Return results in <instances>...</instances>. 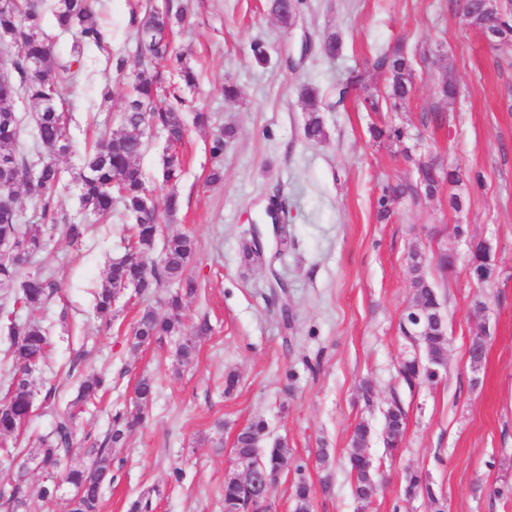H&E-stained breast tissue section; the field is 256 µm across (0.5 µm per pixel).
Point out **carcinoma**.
<instances>
[{
	"label": "carcinoma",
	"mask_w": 512,
	"mask_h": 512,
	"mask_svg": "<svg viewBox=\"0 0 512 512\" xmlns=\"http://www.w3.org/2000/svg\"><path fill=\"white\" fill-rule=\"evenodd\" d=\"M50 11L56 28L61 32H76L70 59L58 61L46 43L42 21L44 11ZM295 3L272 0L271 11L286 24L292 18ZM183 15L170 9L153 8L143 15L132 17L136 29L138 56L141 66L136 74L133 91L127 98L122 113V128L117 133L100 137L92 150L84 157L82 167L73 174L79 190V201L84 211L100 218L112 214L114 203L121 204L128 217L134 220L132 234L124 255L112 263L107 285L95 292V312L103 321L110 320L116 305V286L125 280H136L141 291L147 292L164 284L174 283L177 289L169 295L166 307L169 314L159 316L147 308L136 320L133 329V346L162 341L179 331L184 310V298L195 294L194 281L185 276L195 254L194 240L185 233L163 234L157 223L156 208L145 176L136 165V159L145 147V130L150 126L162 128L170 144L183 139L185 132L182 115V99L173 96L174 102L164 109L153 107L155 96L166 91L164 74L158 67L178 71L187 85L195 82L193 70L182 58L170 52L168 35L181 23ZM469 25L484 29L497 28L506 37L512 34V9L508 6L491 5V11L480 8L469 19ZM14 34L22 45V51L11 59L12 73L0 79V182L14 188L28 166V156L20 142L23 115L19 103L29 101L39 106L33 113L34 135L38 147L42 189L34 193L41 201L37 221L25 222L14 203L0 205V243L12 247V254L0 257V292L5 293L0 302V325L10 346L5 353L9 363L6 393L0 400V435L14 436L30 419L36 407L54 414L52 429L43 440L42 448L33 457L37 468L53 472L59 469L74 447V421L79 407L93 401L105 386L101 374L87 377L80 385L76 399L69 410L56 409L55 393H45L41 404H35L31 377L47 361L49 342L42 326L39 312L55 289L53 274L42 268L35 273L27 270L36 256L48 249L50 239L39 225L54 224L58 217L50 209V195L62 181L63 170L59 157L72 151L74 142L68 131L65 113L60 110L63 91L72 83L86 62V53L102 49L107 42V31L100 21L98 0H50L49 3L32 4L29 0L10 8L0 7V33ZM371 69L388 74L389 85L383 95L368 93L364 107L369 112H381L397 108L405 101L412 89V61L400 45L382 51L371 64ZM374 139L382 142H399L404 132L396 126L373 127ZM181 159L175 152L162 158L161 176L170 183L178 177ZM459 181V174L451 168L438 167L423 171L421 182L398 184L388 187L378 199V216L388 214L390 198H417L420 194H432L445 184ZM90 225L72 221L64 225L65 236L72 243H80L88 234ZM161 244L163 261L153 258L156 244ZM412 285L415 288L413 305L432 309L441 305L437 290L425 287L422 258L410 256ZM407 319L400 323L401 335L409 345L399 376L410 390L424 383L439 379L427 369L432 357L446 361L448 344L447 326L441 325L420 335L411 336L405 329ZM155 382L151 377L142 378L136 388L137 402L146 406L153 399ZM142 415L124 412L113 417L106 436L107 447L90 448L92 462L83 468L66 472L64 481L76 492L64 503L65 512H98L100 490L103 483L112 480V448L121 444L126 433L140 423ZM405 413L395 404L384 414V442L388 448H396L404 436ZM267 424L258 418L238 432L234 452L246 467L255 468L267 477L268 488H273L286 468L287 453L281 441L271 444L264 441ZM370 430L360 424L356 427L348 454V466L354 479V493L358 500L368 501L367 489L377 483L376 472L364 453ZM252 486L237 479L224 483V512H249ZM404 495L427 497L432 512H442L441 500L435 495L428 480L419 472L406 475ZM3 505L11 512L28 507L24 486L14 485L9 492H0ZM311 489L304 481L295 485L294 512H311Z\"/></svg>",
	"instance_id": "1"
}]
</instances>
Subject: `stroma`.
I'll return each instance as SVG.
<instances>
[{"instance_id":"1","label":"stroma","mask_w":512,"mask_h":512,"mask_svg":"<svg viewBox=\"0 0 512 512\" xmlns=\"http://www.w3.org/2000/svg\"><path fill=\"white\" fill-rule=\"evenodd\" d=\"M106 50L88 52L78 80L64 95L74 151L61 157L76 171L86 146L121 128L133 70L116 73L110 59H134L132 12L146 6H186L172 48L192 67L196 84L182 87L186 131L177 181L159 177L165 133L148 129L138 157L156 201L176 193L175 214L160 212L166 232L196 241L188 274L197 284L186 298L180 336L200 320L211 330L198 337L190 361L176 349L180 336L132 348L129 337L140 311L165 314L169 289L121 298L111 323L97 318L93 293L112 261L124 253L128 223L122 210L107 222L80 208L72 182L59 186L53 204L62 217L91 224L81 244L54 232L37 266L54 269L59 291L44 324L49 365L33 377V390L56 393L66 409L88 374L112 381L95 406L76 420V451L69 468L86 466L88 448L101 443L112 417L133 411L134 387L149 375L157 387L144 409L146 421L112 450L111 483L100 512H127L145 496L154 512H224V483L243 477L233 444L255 418L268 439L281 440L289 467L270 495L273 512H293L294 485L313 489L312 512H429L426 497L403 494L408 471L427 476L446 512H512V39L488 43L467 25L459 0H298L289 24L269 0H100ZM336 34L341 48L328 56L322 44ZM403 44L414 58V85L397 108L368 112L363 91L337 101L333 89L362 70L383 49ZM262 46L265 61L253 48ZM452 77L458 93L436 121L437 88ZM234 84L236 99L224 97ZM318 93L325 130L316 142L304 136L309 118L300 89ZM208 116L205 125L196 113ZM396 125L403 142L379 144L371 125ZM231 127L224 146L222 181L210 182V148L218 129ZM435 159L459 168L461 180L431 198H403L377 217L385 186L416 178L415 163ZM278 203L288 241L272 234L256 239ZM466 230L456 238L455 226ZM492 247L494 273L474 279L466 261L442 272L435 255L454 243ZM425 259L423 273L441 293L447 322V372L433 384L408 389L397 370L407 352L399 324L413 303L411 253ZM486 334L480 364L469 346ZM239 377L225 392L227 373ZM372 400H364L362 384ZM400 404L406 429L398 448L384 443V413ZM370 429L365 454L378 486L368 507L353 491L347 456L357 425ZM52 427L36 410L19 437L14 461L0 459V491L23 484L32 512H62L74 489L60 484V503L38 494L47 480L30 456Z\"/></svg>"}]
</instances>
